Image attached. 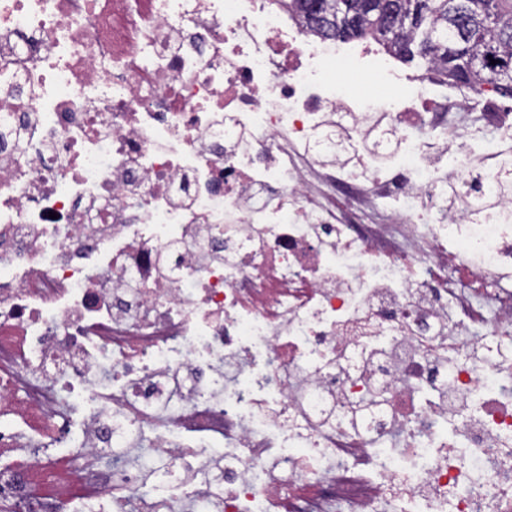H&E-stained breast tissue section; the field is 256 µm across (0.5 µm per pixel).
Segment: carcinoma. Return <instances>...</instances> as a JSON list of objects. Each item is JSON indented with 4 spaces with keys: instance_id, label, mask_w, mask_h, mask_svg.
Segmentation results:
<instances>
[{
    "instance_id": "1",
    "label": "carcinoma",
    "mask_w": 512,
    "mask_h": 512,
    "mask_svg": "<svg viewBox=\"0 0 512 512\" xmlns=\"http://www.w3.org/2000/svg\"><path fill=\"white\" fill-rule=\"evenodd\" d=\"M343 2L352 15L348 29L334 22L336 0H292L291 7L318 34L373 38L399 59L439 66L474 90L495 77V91L512 98V0Z\"/></svg>"
}]
</instances>
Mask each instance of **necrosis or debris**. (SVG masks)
Masks as SVG:
<instances>
[{
    "label": "necrosis or debris",
    "instance_id": "obj_1",
    "mask_svg": "<svg viewBox=\"0 0 512 512\" xmlns=\"http://www.w3.org/2000/svg\"><path fill=\"white\" fill-rule=\"evenodd\" d=\"M511 154L282 0H0V512H512Z\"/></svg>",
    "mask_w": 512,
    "mask_h": 512
}]
</instances>
